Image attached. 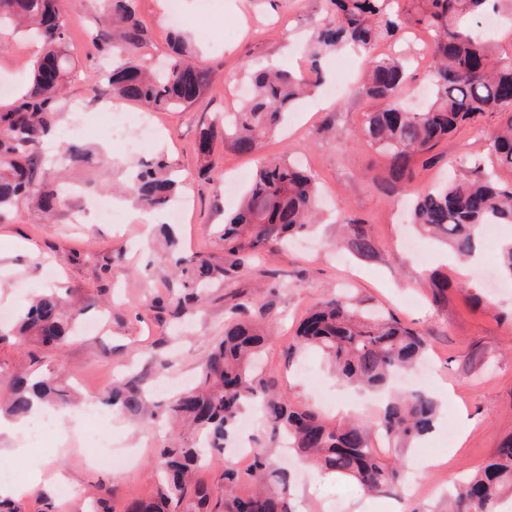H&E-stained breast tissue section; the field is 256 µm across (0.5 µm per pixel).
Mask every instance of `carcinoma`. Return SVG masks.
Segmentation results:
<instances>
[{
	"mask_svg": "<svg viewBox=\"0 0 512 512\" xmlns=\"http://www.w3.org/2000/svg\"><path fill=\"white\" fill-rule=\"evenodd\" d=\"M134 0H102L96 17L93 46L101 56L118 49L126 55L112 70V97L139 104L153 112L188 108L204 95L209 69L189 56V47L174 40L167 67L158 73L135 57L146 39ZM512 15V0H329L315 20L306 48L308 69L294 72L262 68L250 75L252 90L241 108L224 117V126L211 124L200 133L199 151L206 156L221 141L240 154L255 155L263 139L284 119L306 87L321 81V59L352 45L366 54V74L359 93L379 102L364 115L360 136L383 151L390 161V178L379 186L388 197L404 194L415 178L417 161L460 127L486 113L499 123L488 133L496 165L512 170V57L498 55L479 24L501 10ZM7 22L43 45L31 65L30 86L21 103L0 110V217L22 199L35 200L48 216L69 205L56 184L40 181L39 146L48 134L57 105L63 99L71 58L69 36L58 0H0V23ZM406 29H423L433 36L432 91L418 112L406 111L400 98L405 89V64L380 57L375 47ZM90 160L87 147L71 142L63 150L64 167ZM122 174L119 193L139 207L162 211L178 201L181 180L165 156L148 162L117 166ZM317 183L314 175L287 157L260 158L249 188L231 216L205 230L224 243L217 258L186 249L175 236L163 233L159 260L170 261L178 290L157 297L150 307L180 318L196 310L206 290L234 279L258 252L317 223ZM412 222L432 237L448 241L461 257L471 256L474 241L487 224H512V185L488 175L455 179L440 189L420 192ZM344 248L360 260L377 256L369 225L344 219ZM498 266L512 281V243L502 246ZM72 292L52 291L31 302L17 316L15 343L35 341L57 347L68 341L84 315ZM235 319L201 365L198 383L166 407L173 424L170 442L156 450L155 463L164 480L151 502L132 500L125 512H295L288 474L273 468L266 453L254 450L249 478L260 487L246 496L237 493L240 476L233 469L221 475L224 497L196 478L204 454L224 448L243 410L258 403L272 435L321 472L354 480L370 494L394 496L404 480L402 453L431 433L439 405L425 390L394 392L377 419L367 423L350 417L325 422L315 411L293 406L272 379L255 372L264 346L260 317L251 303L232 306ZM294 347L318 349L334 368L336 382L347 388L382 391L393 376L412 367L426 352L417 330L393 317L378 318L353 305L345 295L320 299L303 318ZM65 401L59 376L49 373L31 380L13 376L0 388V413L28 418L34 405ZM107 403L131 414L144 406V396L131 383L112 387ZM382 435L388 451L373 446ZM512 495V440L496 448L490 460L448 491V512H497Z\"/></svg>",
	"mask_w": 512,
	"mask_h": 512,
	"instance_id": "cac0c4a2",
	"label": "carcinoma"
}]
</instances>
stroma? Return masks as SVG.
<instances>
[{"instance_id":"35a3bbf8","label":"stroma","mask_w":512,"mask_h":512,"mask_svg":"<svg viewBox=\"0 0 512 512\" xmlns=\"http://www.w3.org/2000/svg\"><path fill=\"white\" fill-rule=\"evenodd\" d=\"M135 7L148 31L147 43L138 52L143 64L166 61L177 33L210 70L208 88L195 105L157 113L161 131L140 156L147 160L164 153L186 178L191 205L177 227L186 247L223 256L222 242L205 227L223 223L239 198L212 197L204 179L251 172L255 162L221 145L202 158L197 147L201 129L223 122L225 113L240 108L237 91L247 87L251 67L274 62L292 71L304 68V43L325 0H213L205 12L199 10L198 0H183V19L176 23L168 20L167 0H136ZM61 9L73 69L50 139L60 142L77 104L90 129L81 143L117 158L123 153L120 143L101 131L104 105L111 99L107 75L112 65L98 57L87 40L96 25L98 4L61 0ZM427 41V34L415 30L376 50L380 56L408 59L406 95L413 107L427 96L430 58L424 54L411 59L410 51ZM31 45V40L19 38L11 52L0 54V83L9 86L7 93H0V107L21 95L31 66ZM322 67L327 84L344 82L346 94L334 100L323 90L311 92L289 115L287 126L267 138L264 151L303 159L317 178L325 206L367 221L378 247L375 259L344 257L336 246L341 229L326 221L291 245L263 252L240 270L233 287L212 289L200 313L171 327L148 306L153 296L176 285L170 265L154 261L157 227L165 223V215L142 223L134 219L135 208L127 201L123 223H98L84 213L83 195L100 192L101 171L94 166L77 169L70 172L69 181L81 192L71 196L69 207L53 219H45L33 202L23 200L0 220V278L7 283L0 291V310L16 312L33 295L50 288L70 289L86 298V319L99 322L100 329L56 349L20 347L11 339H0V375L52 372L81 394L98 397L105 395L112 377L135 381L143 390L162 380L183 388L196 380L213 343L223 336L232 317L230 293L237 290L275 322L263 352V372L278 382L293 404L315 406L331 422L339 420L341 405L354 406L356 415L370 416L374 406L352 391L338 389L320 353L288 354L301 318L321 298L342 292L360 307L394 315L428 339V365L436 375L431 392L440 415L433 432L403 459L404 471L412 475L405 501L365 494L356 484L335 477L313 476L286 454L265 424L255 426L251 444L264 448L291 474L297 512H338L342 506L350 512H431L440 506L451 483L479 468L501 441L512 437V282L486 285L500 242L512 238V224L499 225L495 242L483 243L478 262L466 270L445 243L418 237L415 226L405 220L409 197L390 199L374 186L388 176L387 157L358 135L365 113L376 107L375 101L356 93L364 69L361 54L339 51L326 56ZM330 117L336 130L350 132L346 146L336 147L325 130ZM496 123V114H485L478 125L463 127L439 143L420 160L413 192L451 175L470 176L479 166L497 170L501 182H511L512 171L496 169L486 141L487 130ZM76 212L81 215L77 223L72 220ZM117 253L122 259L115 262L106 291H99L97 271L104 258ZM434 268L448 275L449 290L439 302L419 282L422 272ZM171 399L168 393L158 395L135 417L110 413L113 448L133 458L132 468L122 474L90 462L86 426L72 404L60 405L45 448H28L0 459V468H12L19 475L34 466L46 474L40 486L20 497L25 512H42L48 502L58 512H90L110 486L115 489L113 512H123L133 498L153 499L159 472L152 456L172 433L170 422L161 415Z\"/></svg>"}]
</instances>
